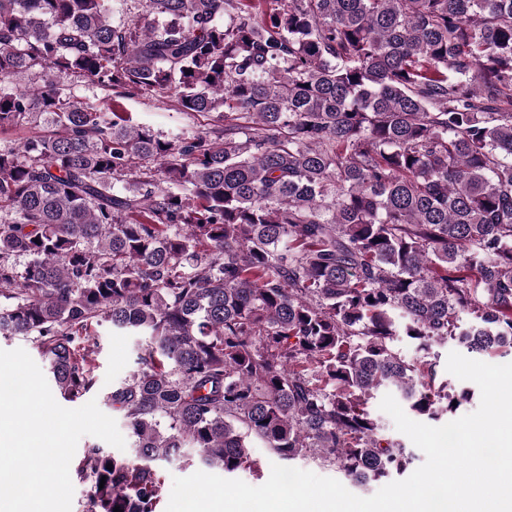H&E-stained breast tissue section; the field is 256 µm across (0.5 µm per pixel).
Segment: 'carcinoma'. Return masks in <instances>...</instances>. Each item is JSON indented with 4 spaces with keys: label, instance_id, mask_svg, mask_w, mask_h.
Listing matches in <instances>:
<instances>
[{
    "label": "carcinoma",
    "instance_id": "carcinoma-1",
    "mask_svg": "<svg viewBox=\"0 0 512 512\" xmlns=\"http://www.w3.org/2000/svg\"><path fill=\"white\" fill-rule=\"evenodd\" d=\"M131 2L0 0V337L66 402L101 389L98 329L142 337L89 512H161V468L257 444L403 475L374 395L438 421L473 398L438 348L512 355V0ZM133 95L210 122L116 121ZM16 348H23L25 349L28 354L32 357V359L36 362V364L40 367L41 371L43 372L48 384H49V387L51 389V392L53 394V397L55 398V400L57 401V403H59L61 406L65 407V408H70V409H74V408H79L83 405H85L86 403H88L89 401L95 399L96 400V403L99 407V409L105 413L106 415L112 417L113 419H115L116 423H117V426H118V429L120 431V433L122 434V436L124 437L125 439V449L124 450H128L129 448V438H128V432L126 430V427L124 426V423H123V420L122 418L120 417L119 414H117L116 412L112 411V407H110L109 405H107L98 395H92L90 397H88L87 399H85L84 401L80 402V403H77V404H67V403H64L60 400H58L53 391H52V387L50 385V382L48 380V374H47V365L46 363L42 360V358L38 355V353L31 347L30 344H28L27 342H25L24 340L22 339H19V338H14V339H3L1 338L0 340V349H3V350H13V349H16Z\"/></svg>",
    "mask_w": 512,
    "mask_h": 512
}]
</instances>
